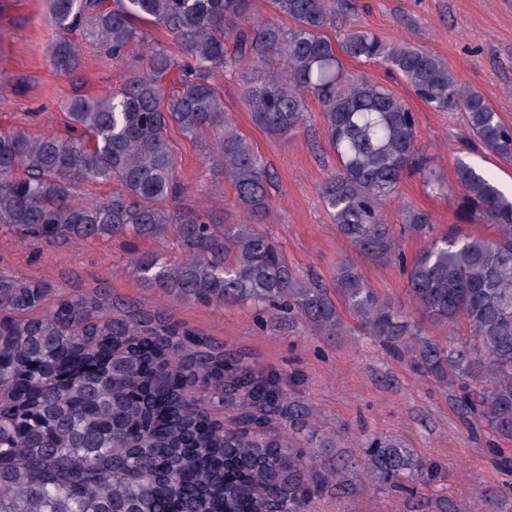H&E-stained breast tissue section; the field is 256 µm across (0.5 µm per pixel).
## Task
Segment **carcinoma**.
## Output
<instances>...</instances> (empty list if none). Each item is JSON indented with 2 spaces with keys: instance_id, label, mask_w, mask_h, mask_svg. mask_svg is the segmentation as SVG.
<instances>
[{
  "instance_id": "cac0c4a2",
  "label": "carcinoma",
  "mask_w": 512,
  "mask_h": 512,
  "mask_svg": "<svg viewBox=\"0 0 512 512\" xmlns=\"http://www.w3.org/2000/svg\"><path fill=\"white\" fill-rule=\"evenodd\" d=\"M285 27L254 0H45L57 69L79 63L71 35L118 59L133 47L144 67L96 96L75 95L69 134L0 131V224L55 244L112 235L159 242L176 229L184 261L158 252L131 260L154 288L224 304L296 311L320 336L355 324L419 374L457 393L460 406L494 434H512V197L458 160L455 183L470 217L495 226L491 240L446 231L429 237L407 263L381 209L408 172L445 184L427 166L404 101L341 70V58L384 61L438 112H461L468 137L512 160V126L484 96L457 82L448 64L408 43L390 45L364 29L333 39L336 0H268ZM164 26L183 56L144 39L137 23ZM270 55L284 69L244 85L252 123L274 136L307 126L306 100L323 107L337 170L320 188L336 230L361 255L402 262L419 312L448 331L432 336L409 313L379 298L344 260L334 290L288 264L259 227L270 209L266 165L240 134L215 79ZM183 73L173 93L162 79ZM212 136L205 162L224 173L242 211L221 221L208 207L182 203L170 147L172 129ZM111 182L95 203L81 182ZM423 236L430 218L408 216ZM50 288L0 277V512H313L316 489L342 490L358 473L381 488L412 490L430 463L393 438H377L355 460L326 461L296 439L303 410L291 394L261 386L233 353L180 328L158 311L114 313L99 293L58 299L41 315ZM214 384L210 393L200 389ZM232 402L234 429L212 415ZM278 421L285 431H270Z\"/></svg>"
}]
</instances>
